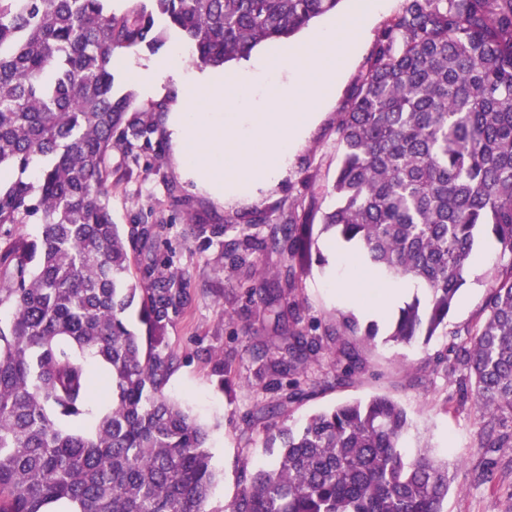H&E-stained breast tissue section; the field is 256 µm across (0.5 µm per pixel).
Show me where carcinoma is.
<instances>
[{"label":"carcinoma","mask_w":512,"mask_h":512,"mask_svg":"<svg viewBox=\"0 0 512 512\" xmlns=\"http://www.w3.org/2000/svg\"><path fill=\"white\" fill-rule=\"evenodd\" d=\"M343 0H149L115 14L109 0H0V512H209L218 481L207 430L164 394L176 357L172 316L187 302L168 256L131 276L127 240L151 248L154 225L128 233L107 202L112 151L151 144L150 117L128 120L112 95L118 56L158 42L160 16L194 61L224 67L265 42L289 39ZM343 147L323 230L365 264L422 282L428 296L399 310L387 341L427 344L474 262L482 230L503 262L481 314L454 349L459 402L481 410L480 448L512 447V0H404L379 34L370 66L337 127ZM36 168L34 177L27 176ZM39 224L34 236L17 231ZM245 248L287 254L284 281L264 289L278 343L251 348L262 390L251 415L267 469L238 475L224 512H444L448 461L409 448L405 407L386 396L338 404L289 423L322 350L348 377L362 368L346 337L372 339L351 313L326 346L304 325L299 282L316 250L312 224H277ZM221 224H192L196 238ZM139 306L145 327L128 313ZM105 365L95 377L88 362Z\"/></svg>","instance_id":"cac0c4a2"}]
</instances>
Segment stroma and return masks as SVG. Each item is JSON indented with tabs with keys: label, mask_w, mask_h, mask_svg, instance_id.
Instances as JSON below:
<instances>
[{
	"label": "stroma",
	"mask_w": 512,
	"mask_h": 512,
	"mask_svg": "<svg viewBox=\"0 0 512 512\" xmlns=\"http://www.w3.org/2000/svg\"><path fill=\"white\" fill-rule=\"evenodd\" d=\"M403 0H367L361 12H353L350 0L342 9L352 13L355 46L342 70L330 100L320 109L317 120L288 156V166L275 181L241 196L218 198L188 179L182 169L171 131L170 111L179 103L185 78L192 73L217 75L227 79L252 77L250 92L261 99L266 86L259 79L261 67L273 64L281 50L307 45L319 31L336 24L327 15L315 19L308 28L278 45L259 46L250 59L234 61L220 69L198 68L191 55L175 59L174 73H154L149 81L137 80L135 71L147 68L168 54L176 30L166 29L163 42L152 49L141 48L121 56L114 73L115 95H131L132 116L155 103L165 109L153 113L157 130L151 145L136 142L135 159L112 154L108 178V203L115 223L122 229L137 224L156 225L154 250L172 255L173 272L189 283L191 297L166 331V347L178 358V365L166 386V395L180 403L204 425L209 433L212 464L221 479L208 503L220 512L237 492L241 467L271 466L274 458L262 446V427L248 421L256 406L269 402L255 376L257 368L249 347L271 334V317L250 303L248 288H259L283 277L287 264L282 253L258 251L247 255L245 263L234 259L232 246L239 241L237 225L248 224L256 238L268 237L273 225L296 219L298 223L320 224L321 214L333 199L330 190L341 155L336 126L342 112L350 107L355 89L367 72L377 37L396 16ZM193 224H223L228 231L223 243L191 237ZM325 264H313L298 292L306 323L313 335L323 337L336 326L337 313L356 314L361 324L376 323L379 333L365 348L367 367L344 380L325 356L309 364V375L316 382L313 393L294 404L292 420L338 403L386 395L399 401L409 412L414 429L412 439L426 443L435 454L446 458L454 481L444 504L445 512H512V448H477V413L471 406L449 405L441 409L444 397L456 394L458 376L447 375L438 366V354H451L459 343V330L479 316L487 292V282L499 262L500 251L492 236H479L474 252L477 259L467 274V283L448 315L444 332L429 345L409 348L387 342L388 328L398 307L370 315L359 311L348 295L337 287L346 247L332 244V235H319ZM234 356L233 371L221 380L216 365L225 356ZM492 467L499 493L477 484L475 475Z\"/></svg>",
	"instance_id": "1"
}]
</instances>
